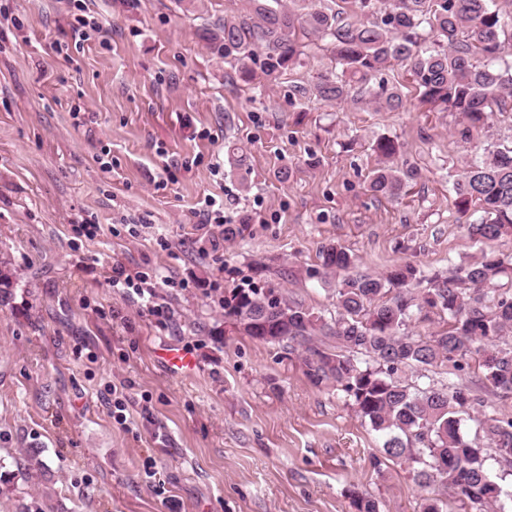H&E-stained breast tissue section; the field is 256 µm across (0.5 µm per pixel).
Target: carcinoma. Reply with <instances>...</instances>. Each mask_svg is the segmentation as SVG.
<instances>
[{
	"label": "carcinoma",
	"instance_id": "obj_1",
	"mask_svg": "<svg viewBox=\"0 0 512 512\" xmlns=\"http://www.w3.org/2000/svg\"><path fill=\"white\" fill-rule=\"evenodd\" d=\"M376 0H355L346 15L319 0L305 13L280 0H247L238 14L205 32L210 48L241 64L263 49V73L275 78L299 63L303 39L327 41L339 66L313 87L326 102H373L396 111L403 98L395 88L372 80L397 63L408 67L419 102L459 113L469 128L487 124L495 112H512V64H500L512 43L494 0H392L375 11ZM373 150L381 160L371 189L393 198L413 172L390 165L398 152L387 137ZM455 208L478 217L467 224L480 242L512 236V147L489 150L470 161L453 184ZM324 274L346 275L335 288L337 317L329 322L294 299L259 288L224 297V317L255 323L248 335L261 342L287 343L305 353V375L316 387L345 394L361 422L383 440L386 458L408 463L414 479L432 489L423 512H446L447 500L462 512H512V495L491 479L489 460L512 467V418H475L488 441L482 448L460 431L459 414L485 407L465 387L452 389L422 381L425 371H462L477 357L486 387L512 394V254L483 252L471 262L428 275L410 264H394L382 275L356 269V259L329 244L320 251ZM437 315L441 330L422 336L408 331L418 316Z\"/></svg>",
	"mask_w": 512,
	"mask_h": 512
}]
</instances>
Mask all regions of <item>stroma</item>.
Returning a JSON list of instances; mask_svg holds the SVG:
<instances>
[{"label":"stroma","instance_id":"obj_1","mask_svg":"<svg viewBox=\"0 0 512 512\" xmlns=\"http://www.w3.org/2000/svg\"><path fill=\"white\" fill-rule=\"evenodd\" d=\"M241 6L0 0V270L12 282L0 306V512H356L357 494L382 512L422 510L406 466L373 467L382 440L342 392L312 385L299 354L226 323L222 300L264 288L334 318L318 258L330 243L375 275L511 254L510 238L470 237L452 185L467 161L512 146V112L463 135L458 113L419 104L399 65L380 77L404 108L320 101L311 90L336 62L319 40L272 81L252 60L244 81L201 38ZM82 11L100 25L87 39ZM380 137L415 171L395 199L370 189ZM208 196L242 236L201 224ZM117 266L144 273V294L110 285ZM168 346L196 359L193 375L170 371L158 356ZM428 376L512 417V395L485 396L477 366ZM120 383L123 425L110 408Z\"/></svg>","mask_w":512,"mask_h":512}]
</instances>
